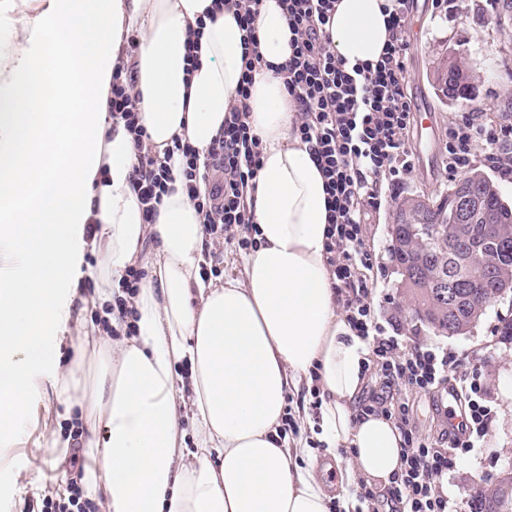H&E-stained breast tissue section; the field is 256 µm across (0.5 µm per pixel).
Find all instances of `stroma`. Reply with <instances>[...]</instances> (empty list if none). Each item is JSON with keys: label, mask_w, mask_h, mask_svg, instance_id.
<instances>
[{"label": "stroma", "mask_w": 512, "mask_h": 512, "mask_svg": "<svg viewBox=\"0 0 512 512\" xmlns=\"http://www.w3.org/2000/svg\"><path fill=\"white\" fill-rule=\"evenodd\" d=\"M409 16L418 33L406 57L407 89L414 107L434 113L435 127L423 151L415 153V170L408 181L394 191L387 182H380L382 206L367 217L365 244L382 266L372 307L379 320L395 322L408 343L443 348L467 367L477 359L484 362L487 398L497 411L496 417L481 448L463 456L443 479L450 501L464 503L475 482L495 483L512 469V405L500 393L501 384L512 380V341L501 334L503 320L512 318V298L489 304L477 325L464 336H440L410 320L408 300L394 286L387 226L395 203L402 197L421 191L440 194L450 186L445 144L448 127L461 108L442 104L434 94L433 72L443 57L453 50L465 51L479 77V108L492 116L512 113V24L497 27L493 0H451L445 9L438 7L437 0H409ZM47 388L42 380L33 391L25 414L28 431L24 437L13 438L9 428L0 425V512H37L43 498L65 494L72 468L81 463L75 457L65 465L58 457L56 443L77 410L58 401ZM385 392L408 403L410 421L420 436L437 438L447 421V396L400 392L372 376L359 400L365 403ZM286 408L298 424L297 432L288 433V440L305 443L320 461H329L325 446L307 427L308 419L317 418L319 413L308 388L290 396Z\"/></svg>", "instance_id": "obj_1"}]
</instances>
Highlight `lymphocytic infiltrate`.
<instances>
[{
	"instance_id": "1",
	"label": "lymphocytic infiltrate",
	"mask_w": 512,
	"mask_h": 512,
	"mask_svg": "<svg viewBox=\"0 0 512 512\" xmlns=\"http://www.w3.org/2000/svg\"><path fill=\"white\" fill-rule=\"evenodd\" d=\"M283 4L293 32L284 84L300 114L296 134L307 144L325 178L326 259L347 320L367 343L368 360L388 386L419 392L444 389L452 383L461 387L468 403V416L445 444L418 437L406 405L392 406L380 397L366 405V413L395 419L403 437L401 469L391 490L395 512H461L460 506L450 505L442 480L488 434L493 411L486 403L480 376L475 371L461 372L450 353L402 344L371 318L376 285L368 273L377 259L365 246L363 215L366 208L381 205L380 180L396 188L415 169L407 147L413 120L405 65L410 49L408 0H394L388 17L392 35L381 58L355 65L336 56L327 45L326 26L335 13L336 0H283ZM244 59L245 74L238 90L242 104L225 117L223 132L207 153L187 143L178 150L184 158L183 189L204 216L205 238L218 245L233 239L239 248L249 250L256 247L255 238L239 239L235 232L253 224L247 187L261 166V141L251 130L249 108L244 104L260 60L255 39L246 40ZM136 97L131 73L116 68L109 116L123 122L134 137L133 189L150 223L164 196L172 192L173 179L165 160L145 146L148 134L135 107ZM479 143L488 149L487 161L512 172V115L492 119L474 109L461 113L448 130L449 178H457L472 166L473 147ZM144 278V271L136 267L128 268L120 278L111 304L104 306L97 319L104 333L135 334L133 300Z\"/></svg>"
}]
</instances>
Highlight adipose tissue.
<instances>
[{"label": "adipose tissue", "instance_id": "adipose-tissue-1", "mask_svg": "<svg viewBox=\"0 0 512 512\" xmlns=\"http://www.w3.org/2000/svg\"><path fill=\"white\" fill-rule=\"evenodd\" d=\"M388 0H338L330 50L377 61ZM213 0H0V423L26 434L30 393L46 378L78 404L90 464L79 480L106 512H326L320 462L280 440L289 391L317 384V438L346 448L332 467L342 503L358 481L390 485L402 437L359 415L367 345L339 308L326 264L324 178L295 133L281 73L292 33L280 0H262L261 62L247 105L262 165L247 189L258 246L242 271L203 282V216L183 188L146 223L132 188L133 136L108 116L112 74L132 65L153 152L174 140L206 152L237 105L244 32L224 8L185 72L186 44ZM136 53H129V45ZM95 232H88V225ZM155 249L134 299L135 335L85 339L65 367L48 332L112 298L146 238ZM98 256L95 291L65 294ZM188 362L186 396L174 368ZM200 428L185 444L183 410Z\"/></svg>", "mask_w": 512, "mask_h": 512}]
</instances>
